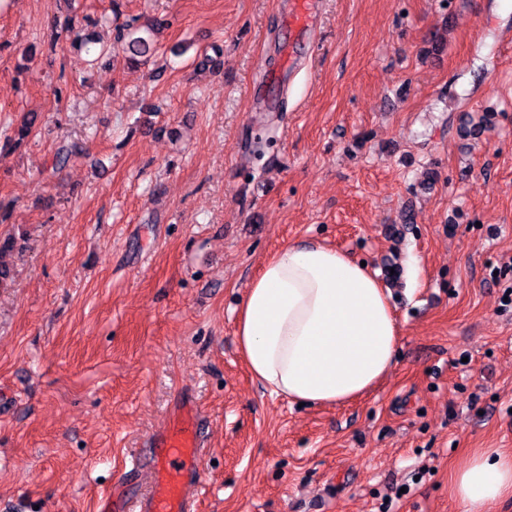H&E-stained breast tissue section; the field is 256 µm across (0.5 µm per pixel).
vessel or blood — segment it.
I'll return each instance as SVG.
<instances>
[{
	"instance_id": "1",
	"label": "vessel or blood",
	"mask_w": 512,
	"mask_h": 512,
	"mask_svg": "<svg viewBox=\"0 0 512 512\" xmlns=\"http://www.w3.org/2000/svg\"><path fill=\"white\" fill-rule=\"evenodd\" d=\"M320 7L321 0H286L289 25L301 35L313 30L318 24ZM202 428L198 414L187 413L173 418L168 428L157 435L154 479L138 504V512H193L184 486L203 480Z\"/></svg>"
}]
</instances>
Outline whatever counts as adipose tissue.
<instances>
[{
  "label": "adipose tissue",
  "mask_w": 512,
  "mask_h": 512,
  "mask_svg": "<svg viewBox=\"0 0 512 512\" xmlns=\"http://www.w3.org/2000/svg\"><path fill=\"white\" fill-rule=\"evenodd\" d=\"M240 355L271 393L311 405L349 402L395 364L399 326L369 267L322 244L289 245L252 280L236 325ZM464 512L512 496V451H474L451 475Z\"/></svg>",
  "instance_id": "ef3b65f1"
}]
</instances>
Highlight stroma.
<instances>
[{"label":"stroma","instance_id":"stroma-1","mask_svg":"<svg viewBox=\"0 0 512 512\" xmlns=\"http://www.w3.org/2000/svg\"><path fill=\"white\" fill-rule=\"evenodd\" d=\"M116 7L162 21L147 63ZM25 112L0 157V235L24 231L0 512L135 504L182 398L196 512H464L452 472L512 450V0H322L302 43L282 0H0V134ZM304 243L366 262L400 328L342 405L269 395L237 348L263 260ZM156 28L158 27L152 25L151 27L141 29L129 22L121 23L115 27V40L117 44L126 48L133 56H139V54L143 53L142 51L146 49V45H148L151 40L149 32L154 31ZM146 33L148 34L147 37L142 36V34Z\"/></svg>","mask_w":512,"mask_h":512}]
</instances>
